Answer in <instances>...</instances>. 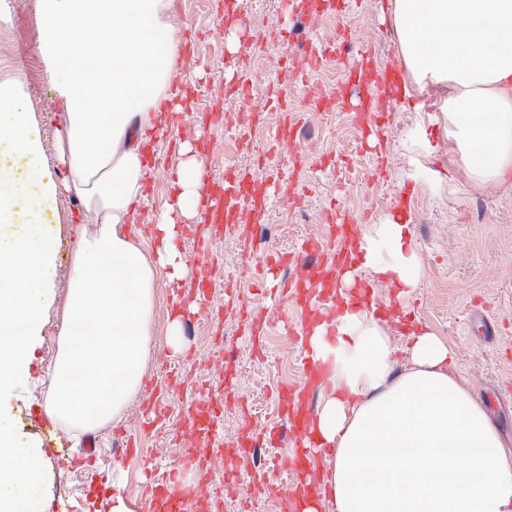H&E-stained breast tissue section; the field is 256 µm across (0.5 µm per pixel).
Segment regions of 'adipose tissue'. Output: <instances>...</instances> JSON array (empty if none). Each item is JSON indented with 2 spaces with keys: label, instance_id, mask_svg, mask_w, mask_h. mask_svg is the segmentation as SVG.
Wrapping results in <instances>:
<instances>
[{
  "label": "adipose tissue",
  "instance_id": "adipose-tissue-1",
  "mask_svg": "<svg viewBox=\"0 0 512 512\" xmlns=\"http://www.w3.org/2000/svg\"><path fill=\"white\" fill-rule=\"evenodd\" d=\"M40 52L59 105L55 154L65 176L40 166L42 144L20 103L21 83L0 81V398L29 375L33 342L53 283L55 231L40 213L58 192L73 196L91 232L72 258L65 329L50 374L47 413L73 434L119 418L138 392L153 334L158 276L189 275L177 216H196L205 161L190 144L174 172V206L148 240L130 225L146 197L144 151L161 112L176 110L174 67L182 39L175 0H36ZM402 64L413 87L451 85L448 143L472 183L512 181V0H389ZM99 32L84 40L88 30ZM365 272L407 296L422 264L411 224H373L358 243ZM309 356L331 385L311 423L326 466L317 500L334 512H512V447L453 373L455 352L420 330L404 350L374 308L345 303L313 323ZM409 367L395 373L398 353ZM33 448L0 425V512H41Z\"/></svg>",
  "mask_w": 512,
  "mask_h": 512
}]
</instances>
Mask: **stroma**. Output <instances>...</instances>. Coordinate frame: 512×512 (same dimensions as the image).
<instances>
[{
  "mask_svg": "<svg viewBox=\"0 0 512 512\" xmlns=\"http://www.w3.org/2000/svg\"><path fill=\"white\" fill-rule=\"evenodd\" d=\"M309 0H238L236 17L243 28L237 56L226 50L225 0H175L171 22L183 44L176 61L177 85L184 93L183 112H165L153 131L155 153L147 176V196L139 205L134 228L147 232L173 201L172 172L179 146L188 142L206 165L203 193L222 188L226 171L250 170L264 185L286 178L283 197L270 203L266 232L275 250L293 253L306 240L321 245L322 263L336 259L340 231L324 220L336 209L347 224L366 229L403 209L413 228L422 260V282L407 298L398 297L387 281L373 278V295L392 344L404 347L413 331L428 328L453 348L456 368L471 383L477 400L494 416L501 434L512 439V183L473 185L448 149L442 106L451 93L442 85L417 92L414 103L394 100L388 119L390 133L382 154L366 148L358 119L346 102L330 112H314L303 104L297 78L288 80L293 114L267 101L270 84L302 65L304 55L292 48L291 33L308 13ZM388 0H347L354 33L375 55L380 69H401L399 46L390 22L380 14ZM40 18L34 0H0V81H17L27 93L24 105L38 124L45 161L54 177L62 171L54 153L57 105L39 45ZM248 81L238 104L266 100L260 123L245 130L239 146L224 143V125L214 119L224 111V79L229 70ZM424 115L433 146L420 154L411 145L417 115ZM302 123L300 156L285 160L271 150L275 130L285 117ZM57 226L56 277L51 307L32 351L30 377L13 395L0 401V420L23 443L36 442L48 482L43 504L65 499L69 512H110L112 496L90 492L91 482L111 483L113 470L123 476L124 495L143 500L153 471L194 474L196 484L215 488L232 485L222 512H281L278 498L252 493L268 479L290 481V471L274 474L269 458L285 466L292 446L283 442L257 451L256 466L203 473L195 468L200 456L266 435L281 423L285 393L304 377L308 338L286 332L284 320L307 326L296 306L273 300V285L263 278L262 254L250 252L248 224L209 225L208 256L198 253V219L181 226L178 247L190 272L181 290L187 298L205 296L206 307L193 316L183 355H172L166 344L168 311L173 285L158 277L155 286L152 349L142 386L121 416L96 433L99 464L96 471L70 469L56 451L69 431L57 422L41 425L30 409L44 410L48 396L46 369L55 358L68 300V280L78 243L75 228L81 214L75 199L58 194L48 214ZM236 303H229V296ZM170 403L169 414L145 426L141 413L152 396ZM218 415L219 436L193 433L199 416Z\"/></svg>",
  "mask_w": 512,
  "mask_h": 512,
  "instance_id": "obj_1",
  "label": "stroma"
}]
</instances>
